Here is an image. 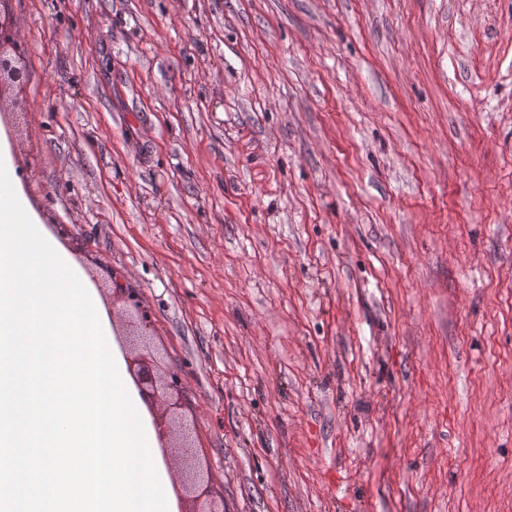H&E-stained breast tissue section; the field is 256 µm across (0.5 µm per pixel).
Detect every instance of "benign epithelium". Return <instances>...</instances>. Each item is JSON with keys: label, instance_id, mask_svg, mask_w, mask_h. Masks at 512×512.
Here are the masks:
<instances>
[{"label": "benign epithelium", "instance_id": "obj_1", "mask_svg": "<svg viewBox=\"0 0 512 512\" xmlns=\"http://www.w3.org/2000/svg\"><path fill=\"white\" fill-rule=\"evenodd\" d=\"M21 42L8 9V0H0V92L6 86L24 88L28 80L27 71L20 65ZM129 374L147 409L153 418L158 442L164 455L181 449L188 454L192 446L179 441L181 432L177 429L179 399L173 397L178 392V379L175 374L162 370L156 357L145 346L134 343L125 348ZM178 497H189L198 504L196 509L183 512H224V508L209 500L212 494L209 482L190 472L186 460L179 462V471L174 484Z\"/></svg>", "mask_w": 512, "mask_h": 512}]
</instances>
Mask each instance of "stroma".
I'll return each mask as SVG.
<instances>
[{"mask_svg": "<svg viewBox=\"0 0 512 512\" xmlns=\"http://www.w3.org/2000/svg\"><path fill=\"white\" fill-rule=\"evenodd\" d=\"M12 12L23 188L224 512H512V0ZM125 357L129 374L147 409L153 418L158 442L164 455L178 453L182 448L185 454L192 451V446L178 442L181 434L177 429L178 410L182 403L178 395V379L172 373L162 370L156 357L146 347L137 343L125 347Z\"/></svg>", "mask_w": 512, "mask_h": 512, "instance_id": "35a3bbf8", "label": "stroma"}]
</instances>
